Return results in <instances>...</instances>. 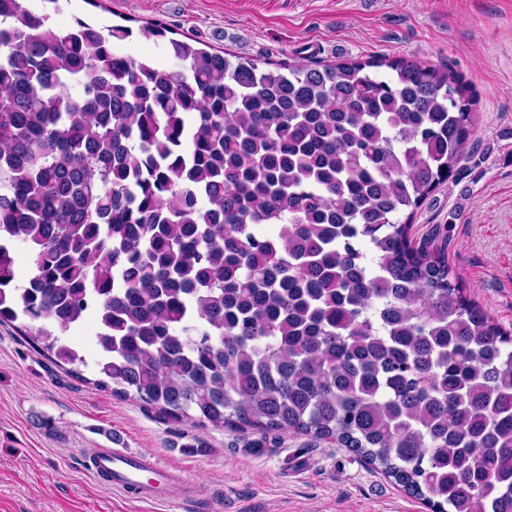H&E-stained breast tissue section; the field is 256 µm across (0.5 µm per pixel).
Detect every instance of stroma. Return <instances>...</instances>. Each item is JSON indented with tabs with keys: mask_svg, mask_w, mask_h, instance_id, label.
<instances>
[{
	"mask_svg": "<svg viewBox=\"0 0 512 512\" xmlns=\"http://www.w3.org/2000/svg\"><path fill=\"white\" fill-rule=\"evenodd\" d=\"M53 24L123 26L117 53L177 72L175 39L269 63L408 59L446 67L474 93L475 149L460 179L417 209L411 238L442 255L469 299L512 330V0H28ZM95 319L66 332L87 365L74 376L0 325V512H428L348 449L308 435H236L168 421L96 387ZM102 448H125L188 474L186 502H149L95 475Z\"/></svg>",
	"mask_w": 512,
	"mask_h": 512,
	"instance_id": "1",
	"label": "stroma"
}]
</instances>
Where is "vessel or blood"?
I'll return each mask as SVG.
<instances>
[{
	"instance_id": "obj_1",
	"label": "vessel or blood",
	"mask_w": 512,
	"mask_h": 512,
	"mask_svg": "<svg viewBox=\"0 0 512 512\" xmlns=\"http://www.w3.org/2000/svg\"><path fill=\"white\" fill-rule=\"evenodd\" d=\"M90 467L96 475H107L113 486L145 500L183 501L197 492L194 481L183 472L126 449H102Z\"/></svg>"
}]
</instances>
